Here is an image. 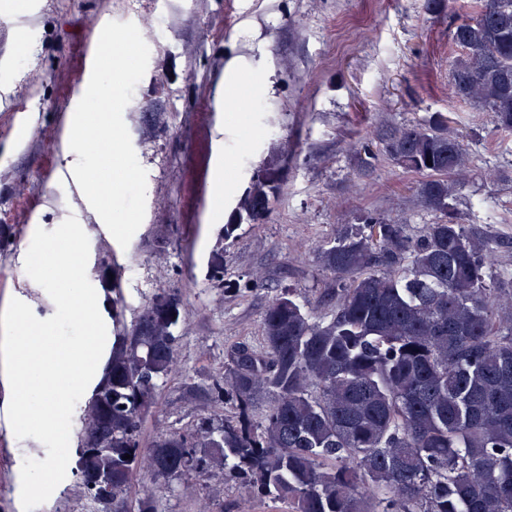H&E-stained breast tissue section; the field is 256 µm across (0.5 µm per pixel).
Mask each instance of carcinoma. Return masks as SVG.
Listing matches in <instances>:
<instances>
[{
  "label": "carcinoma",
  "mask_w": 512,
  "mask_h": 512,
  "mask_svg": "<svg viewBox=\"0 0 512 512\" xmlns=\"http://www.w3.org/2000/svg\"><path fill=\"white\" fill-rule=\"evenodd\" d=\"M451 40L454 94L511 130L512 0H480ZM385 152L425 175L419 197L440 219L338 226L318 255L336 285L331 314L281 290L259 342L232 349L216 383L231 414L143 451V415L175 363L178 302L161 293L131 327L113 319L75 462L97 512H162L150 491L131 498L136 481L227 467L285 512H512V272L489 267L488 236L452 213L471 159L446 116L393 129ZM281 171L275 157L254 171L238 216L264 219Z\"/></svg>",
  "instance_id": "obj_1"
}]
</instances>
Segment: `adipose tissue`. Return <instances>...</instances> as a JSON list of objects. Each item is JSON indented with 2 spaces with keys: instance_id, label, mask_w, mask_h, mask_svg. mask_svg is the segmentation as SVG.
<instances>
[{
  "instance_id": "ef3b65f1",
  "label": "adipose tissue",
  "mask_w": 512,
  "mask_h": 512,
  "mask_svg": "<svg viewBox=\"0 0 512 512\" xmlns=\"http://www.w3.org/2000/svg\"><path fill=\"white\" fill-rule=\"evenodd\" d=\"M102 38L87 62L85 81L68 113L62 141L63 165L58 176L83 186V201L102 224L131 225V218L114 214L99 197L91 172L111 170L113 162L126 169L134 163L123 145L105 140L93 150L83 145V131L91 105L111 96L119 72L108 65L112 54V26L102 21ZM58 277L67 288L55 291L50 312L40 314L30 298L14 294L0 313V356L6 367L11 397L5 408L10 425L22 446L17 456L28 455L24 441L32 424L49 430L67 427L77 417L79 407L92 395L105 374L112 350L110 312L104 294L92 288L82 263L60 268ZM71 472L59 449L42 451L40 468H21L16 494L27 500L34 493L61 488Z\"/></svg>"
}]
</instances>
